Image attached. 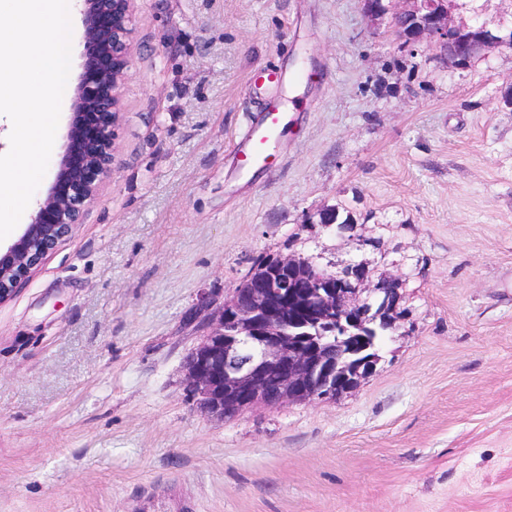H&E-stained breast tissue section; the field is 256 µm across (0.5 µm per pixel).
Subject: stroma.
Returning a JSON list of instances; mask_svg holds the SVG:
<instances>
[{
	"label": "stroma",
	"mask_w": 512,
	"mask_h": 512,
	"mask_svg": "<svg viewBox=\"0 0 512 512\" xmlns=\"http://www.w3.org/2000/svg\"><path fill=\"white\" fill-rule=\"evenodd\" d=\"M452 8L493 39L463 67L360 0H135L113 171L0 306V512H512V0ZM282 64L308 109L243 174L248 76ZM288 254L396 280L398 328L336 400L212 418L197 297Z\"/></svg>",
	"instance_id": "35a3bbf8"
}]
</instances>
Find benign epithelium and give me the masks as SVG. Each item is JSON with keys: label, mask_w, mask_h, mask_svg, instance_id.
<instances>
[{"label": "benign epithelium", "mask_w": 512, "mask_h": 512, "mask_svg": "<svg viewBox=\"0 0 512 512\" xmlns=\"http://www.w3.org/2000/svg\"><path fill=\"white\" fill-rule=\"evenodd\" d=\"M84 22V72L55 179L30 221L0 250V306L11 302L44 260L83 223L100 181L112 173V128L134 48V0H77ZM370 18L388 14L404 44L468 63L491 44L481 28L457 25L452 0H361ZM252 271L216 303L199 296L207 333L184 362V381L200 408L224 420L241 410L319 403L355 389L381 360L385 332L396 326L395 281L370 289L377 308L359 303L367 272H328L300 256H279ZM274 378V384L268 378Z\"/></svg>", "instance_id": "benign-epithelium-1"}]
</instances>
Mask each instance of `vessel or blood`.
I'll use <instances>...</instances> for the list:
<instances>
[{
  "instance_id": "vessel-or-blood-1",
  "label": "vessel or blood",
  "mask_w": 512,
  "mask_h": 512,
  "mask_svg": "<svg viewBox=\"0 0 512 512\" xmlns=\"http://www.w3.org/2000/svg\"><path fill=\"white\" fill-rule=\"evenodd\" d=\"M250 80L268 90L269 97L258 117L236 143V151L247 172L270 163L276 137L284 121L283 102L290 84L287 73L277 67L254 70Z\"/></svg>"
}]
</instances>
